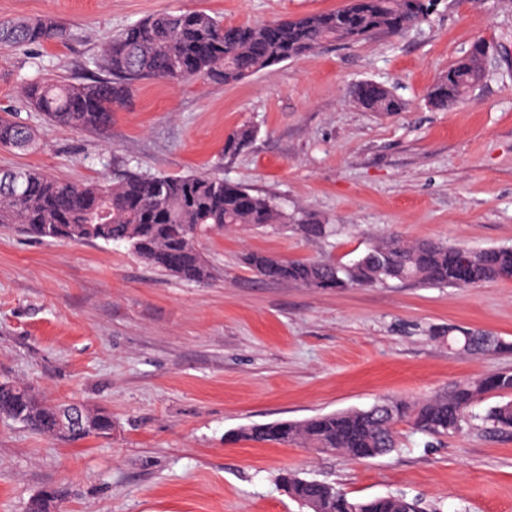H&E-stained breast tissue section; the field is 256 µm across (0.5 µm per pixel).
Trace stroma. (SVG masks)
<instances>
[{
	"label": "stroma",
	"instance_id": "1",
	"mask_svg": "<svg viewBox=\"0 0 512 512\" xmlns=\"http://www.w3.org/2000/svg\"><path fill=\"white\" fill-rule=\"evenodd\" d=\"M344 2L0 0V19L52 15L80 33L0 50V111L20 113L39 140L0 148V169L74 183L206 174L343 227L317 242L282 229L211 234L201 247L216 276L193 284L122 243L38 240L0 225V381L112 415L109 435L77 443L0 417V512H26L48 486L62 494L58 512H299L279 483L286 470L353 497L416 496L430 512H512V433L478 422L440 438L405 432L396 452L368 460L233 437L512 369V346L461 355L447 340L465 326L512 343V281L322 290L265 281L240 262L261 251L348 263L389 232L512 245V0H437L403 36L327 43L232 84L145 80L102 132L53 125L22 96L28 80L98 75L107 39L155 12L255 24ZM478 39L490 46L482 83L448 110L431 108L432 84ZM365 80L394 88L404 109L360 108L350 89ZM243 125L252 143L225 155L226 135Z\"/></svg>",
	"mask_w": 512,
	"mask_h": 512
}]
</instances>
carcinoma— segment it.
<instances>
[{"mask_svg": "<svg viewBox=\"0 0 512 512\" xmlns=\"http://www.w3.org/2000/svg\"><path fill=\"white\" fill-rule=\"evenodd\" d=\"M436 0H346L336 9L286 17L261 24L227 25L204 10L160 11L117 32L99 59L101 77L90 81H29L22 93L46 119L64 127L102 131L112 113L127 108L135 86L146 79H208L231 84L247 76L296 60L325 43L355 44L383 32L399 36L431 16ZM73 29L46 16L20 21L0 19V49L73 40ZM487 44L475 41L448 66L430 88L428 102L446 110L462 101L485 77ZM364 110L400 112L403 100L372 81L353 87ZM254 130L243 126L228 133L224 154L247 147ZM34 130L11 113L0 115V147L32 149ZM15 182L0 179V224H13L38 239L71 242H122L145 263L181 281L204 284L215 276L197 247L214 230L240 231L286 227L308 241L338 231L304 211L288 212L277 197L255 193L222 178L128 173L112 184H77L34 169H17ZM243 263L260 277L305 288L374 286L390 281L473 288L503 281L512 273V246L473 251L462 264L460 247L444 242H409L390 233L376 239L357 259H287L247 252ZM509 346L486 331L448 327V347L470 354L494 353ZM502 401L484 420L498 432L512 431V371L455 381L422 398L376 400L364 408L280 420L240 428L236 436L254 444L295 445L319 454L353 460L373 459L400 447L399 427L438 437L459 433L477 418L475 407L490 395ZM59 404L49 403L18 382L0 383V417L19 422L50 439L56 431ZM87 434L106 435L112 415L85 406ZM288 497L305 512H425L421 502L404 494L351 497L331 483L293 471L280 476Z\"/></svg>", "mask_w": 512, "mask_h": 512, "instance_id": "1", "label": "carcinoma"}]
</instances>
